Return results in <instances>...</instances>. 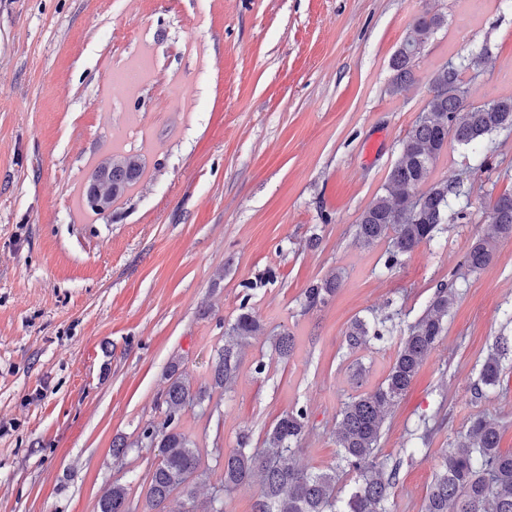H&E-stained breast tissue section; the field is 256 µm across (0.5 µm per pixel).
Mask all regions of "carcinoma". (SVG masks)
I'll return each mask as SVG.
<instances>
[{"label": "carcinoma", "mask_w": 512, "mask_h": 512, "mask_svg": "<svg viewBox=\"0 0 512 512\" xmlns=\"http://www.w3.org/2000/svg\"><path fill=\"white\" fill-rule=\"evenodd\" d=\"M444 23L440 15L417 18L410 33L390 59L393 72L391 90L398 94L413 81V63L435 31ZM482 55H459L435 72L431 96L401 143L388 175L385 193L362 212L355 238L364 248L387 243L384 266L392 269L400 257L433 239L439 226L447 223L451 200L465 196L459 178L446 175L430 181V174L452 141L460 147H474L495 132L512 130V98L505 97L474 105L468 101L469 83L464 74L479 71ZM145 174L138 154L114 147L92 164L81 193V201L91 198L89 212L105 218L129 194ZM428 184L416 194L414 188ZM494 228L491 237L476 240L466 254L470 270L490 263L496 240L512 236V193L498 196L490 211ZM272 278L268 271L244 284L239 314L224 329V345L216 353L211 384L193 388L179 373L178 364L169 366L168 387L160 395L158 408L165 416L162 426L150 423L140 439L150 441L156 454L142 503L132 505L127 486L114 483L98 503V512H166L165 502L178 491L183 497L182 512H224V503L211 496L197 499L196 486L205 472L195 442L178 430L182 412L203 406L209 389L231 384L238 367L241 348L248 339L263 332L249 301L252 292ZM343 282V271L313 282L303 292L306 309L326 304ZM456 292L446 282L436 285L422 315L399 336L394 361L383 381L373 390L351 395L343 403L336 421L334 439L336 461L309 472L297 466L295 453L309 426L307 410L295 405L284 412L266 433L264 448H247L249 436H240L239 447L226 454L215 449L216 462L224 469V494L257 480L260 494L254 512H393L392 489L396 469L388 468L377 450L385 423L384 414L399 404L426 356L444 332V319L453 306ZM386 319L356 317L347 326V348L355 351L374 341L385 340ZM273 346L286 359L294 349L293 336L283 332ZM512 355V342L499 337L485 357L474 394L487 396L500 386L502 362ZM433 480L420 512H512V453L500 450V422L476 416L469 422L458 443L438 452ZM351 477V492L337 496L345 477Z\"/></svg>", "instance_id": "carcinoma-1"}]
</instances>
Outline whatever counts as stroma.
<instances>
[{
  "mask_svg": "<svg viewBox=\"0 0 512 512\" xmlns=\"http://www.w3.org/2000/svg\"><path fill=\"white\" fill-rule=\"evenodd\" d=\"M427 13L445 23L392 94L390 59ZM472 52L470 101L512 97V0H0V512H96L115 482L139 498L154 451L136 442L164 419L171 361L208 381L244 282L268 271L249 302L264 332L213 392L218 412L178 422L208 475L200 497L224 478L213 446L262 447L297 404L310 419L297 465L331 464L342 403L385 378L440 282L456 302L380 440L393 510L419 512L438 450L474 416L498 419L512 452V360L495 394H472L494 338L512 336V238L484 269L465 262L491 231L488 203L512 192V131L449 146L432 172L469 189L472 223L449 221L390 271L385 244L354 240L433 72ZM115 146L146 176L99 218L80 190ZM339 269L336 294L304 309L309 283ZM370 314L389 341L349 353V322ZM284 330L285 361L271 344ZM421 423L427 449L407 456Z\"/></svg>",
  "mask_w": 512,
  "mask_h": 512,
  "instance_id": "1",
  "label": "stroma"
}]
</instances>
